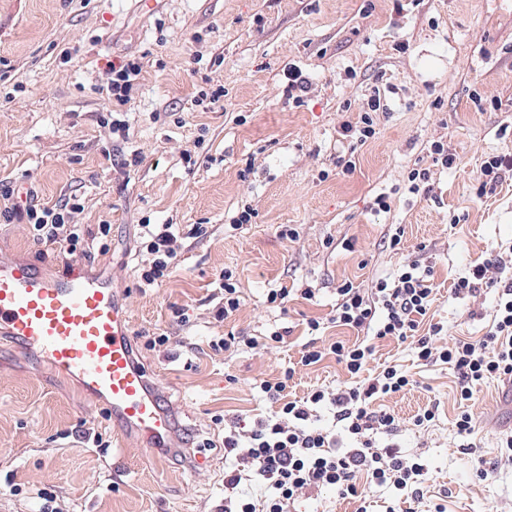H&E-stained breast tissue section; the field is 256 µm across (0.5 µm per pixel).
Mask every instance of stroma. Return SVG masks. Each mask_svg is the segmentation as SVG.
<instances>
[{
    "label": "stroma",
    "instance_id": "35a3bbf8",
    "mask_svg": "<svg viewBox=\"0 0 512 512\" xmlns=\"http://www.w3.org/2000/svg\"><path fill=\"white\" fill-rule=\"evenodd\" d=\"M406 43L399 51L398 43ZM76 55L62 63L60 53ZM141 56L140 88L124 106L128 137L102 127L112 103L99 87L112 61ZM312 87L305 103L282 90L289 68ZM22 85L0 106V253L59 268L79 263L109 274L141 337L164 333L166 350L139 347L143 368L160 378L180 425V444L150 460L142 442L121 435L104 405L35 355L0 341V512H40L36 495L54 493L59 512H219L224 451L203 449L193 465L184 444L196 434L222 440L221 416L245 421L275 406L259 389L275 381L311 338L354 342L333 323L336 288L349 280L370 289L410 260L433 271L426 324L448 336H484L498 299L484 288L459 296L453 283L475 264L497 258L512 269V172L478 194L483 160L512 154V0H0V92ZM223 88L217 104L198 103L204 88ZM386 90L376 136L355 148L340 128L357 121L373 88ZM500 101L478 110L473 94ZM447 142L457 160L446 169L430 145ZM141 163L125 167L132 154ZM355 157L344 172L340 162ZM428 170L432 192L407 190V173ZM25 182L35 203L78 195L75 223L109 221L107 243L67 256L34 242L7 193ZM386 195L389 211L372 202ZM252 222L234 230L244 208ZM171 224L183 248L159 288L140 286V226ZM293 238L281 237L284 228ZM403 229L400 249L389 247ZM232 270L242 305L216 320ZM286 287L284 308L269 289ZM314 291L303 299L301 289ZM322 327L310 333L307 322ZM271 348L224 352L227 333L264 337ZM370 369L399 366L414 379L374 401L404 422L395 441L429 469L416 512H512V465L500 461L498 437L512 430V390L487 381L468 407L480 421L458 435L456 374L425 365L411 343L374 342ZM298 367V365H297ZM348 373L335 356L298 367L288 392L303 397L333 388ZM437 405L427 428L412 425ZM101 435V444L87 433ZM487 478L476 473L477 464ZM361 499L324 489L298 498L291 512H387L392 489L357 473Z\"/></svg>",
    "mask_w": 512,
    "mask_h": 512
}]
</instances>
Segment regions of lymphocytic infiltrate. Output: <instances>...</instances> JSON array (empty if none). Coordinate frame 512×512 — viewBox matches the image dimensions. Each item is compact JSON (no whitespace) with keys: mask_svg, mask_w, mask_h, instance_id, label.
Returning <instances> with one entry per match:
<instances>
[{"mask_svg":"<svg viewBox=\"0 0 512 512\" xmlns=\"http://www.w3.org/2000/svg\"><path fill=\"white\" fill-rule=\"evenodd\" d=\"M142 72L138 57H126L112 64L101 89L118 105H126ZM80 203H26L19 210L34 241L57 245L68 254L83 251L86 231L73 221ZM143 249L151 260L141 270L146 286H159L170 274L182 248L179 234L169 224H145ZM497 260L475 265L458 277L456 294H473L483 288L498 291L492 323L478 340L445 338L440 326L420 333L433 293L430 270L418 262L403 265L393 280L380 279L371 290L344 282L336 289L335 323L363 332L362 342L335 341L326 347H305L302 366L335 355L354 377L351 385L333 389L316 388L306 396L287 399L288 383L295 375L287 368L277 381H264L260 390L278 408L268 417L243 424L240 419L224 422V508L223 512H288L298 497L323 488L336 489L343 496H357L354 477L366 472L373 483L389 486L401 496L415 499L421 492L427 471L424 464L406 457L395 443L401 425L389 411L371 410L379 397L406 389L410 379L402 369L388 366L366 375L374 349L367 337L414 340L419 360L443 363L459 379L461 401L474 397V388L489 380H512V276L496 272ZM328 411L332 424L317 423L320 411ZM385 436L377 445V436Z\"/></svg>","mask_w":512,"mask_h":512,"instance_id":"f902f5d3","label":"lymphocytic infiltrate"}]
</instances>
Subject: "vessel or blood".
I'll return each mask as SVG.
<instances>
[{"mask_svg":"<svg viewBox=\"0 0 512 512\" xmlns=\"http://www.w3.org/2000/svg\"><path fill=\"white\" fill-rule=\"evenodd\" d=\"M1 334L78 381L120 430L161 446L175 436L176 416L135 359L130 317L111 277L0 255Z\"/></svg>","mask_w":512,"mask_h":512,"instance_id":"b4317fda","label":"vessel or blood"}]
</instances>
